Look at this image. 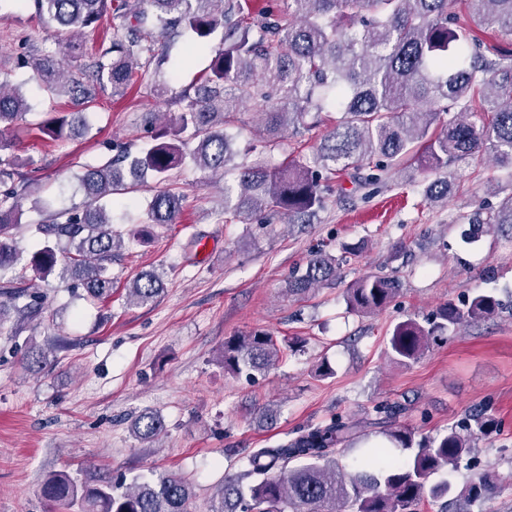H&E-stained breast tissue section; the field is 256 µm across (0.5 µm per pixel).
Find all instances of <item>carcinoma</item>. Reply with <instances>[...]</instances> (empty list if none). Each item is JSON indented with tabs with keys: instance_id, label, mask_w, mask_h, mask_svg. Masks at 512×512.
Segmentation results:
<instances>
[{
	"instance_id": "obj_1",
	"label": "carcinoma",
	"mask_w": 512,
	"mask_h": 512,
	"mask_svg": "<svg viewBox=\"0 0 512 512\" xmlns=\"http://www.w3.org/2000/svg\"><path fill=\"white\" fill-rule=\"evenodd\" d=\"M49 23L70 29L109 21L108 42L89 61L76 65L79 76L66 75L61 54L44 51L32 60L39 87L52 97L67 96L80 112L47 120L39 132L60 145L80 129H92L88 110L99 93L112 89L122 96L134 84L161 97L166 83L158 75L167 58L159 54L158 37L182 29L193 39L191 51L210 50L208 69L194 92L176 100L179 112L166 121L148 112V141L136 154L118 153L89 166L78 177L87 198L83 208H63L37 227L42 243L30 249L16 237L22 223L15 186L18 158L0 156V323L14 311L23 322L50 307L49 296L26 284V272L39 278L58 274L75 280L91 301L112 297L109 269L122 237L112 230V210L105 199L127 193L151 174L160 185L147 205L146 236L156 226L176 224L183 195L171 188L173 170L186 159L202 170L238 183L236 196L224 191V223L243 215L267 213L290 224H308L334 192L338 174L352 169L361 186L378 187L392 172L418 164L425 171L486 154L512 171V55L492 53L469 42L475 27L492 28L512 38V0H278L254 15H244L241 0H33ZM155 9L151 13L144 5ZM219 44L211 45L214 35ZM253 106L257 127L240 150L228 128L238 122L241 106ZM31 110L21 87L0 73V153L10 149L5 134ZM456 116L441 123V114ZM324 126L311 161L290 159L272 165L268 153L281 146L285 133ZM454 182L438 177L422 195L433 204L448 200ZM508 227L512 231V198L468 218L464 242ZM360 244L342 246L337 257L317 245L305 267L288 279V294L304 297L336 284L341 262L356 255ZM163 274L153 269L129 281L128 297L153 303L163 292ZM400 281L369 273L346 290L348 306L360 314L386 308L400 294ZM503 308L492 292H477L459 302L442 304L433 318L397 323L387 354L398 364L418 361L432 344L456 335L460 326L490 318ZM295 342L280 344L255 330L224 341V372L251 378L265 373L290 352ZM51 350H31L26 366L34 371L50 363ZM404 407L379 400L365 421L335 416L326 424L303 426L269 448H253L241 457L242 469L224 480L212 498L210 512H420L422 505L451 492L436 477L470 467L465 458L479 436L493 428L488 407L469 410L444 433L415 440L400 424ZM381 430L389 447L374 449L354 471L340 462L344 449ZM160 416L142 413L134 434L156 439ZM415 449L401 462L390 449ZM499 486L492 471H475L455 497V512L492 498ZM47 510L78 507V512H188L190 484L175 475L157 481L124 484L93 469L77 481L67 472L49 475L41 484Z\"/></svg>"
}]
</instances>
